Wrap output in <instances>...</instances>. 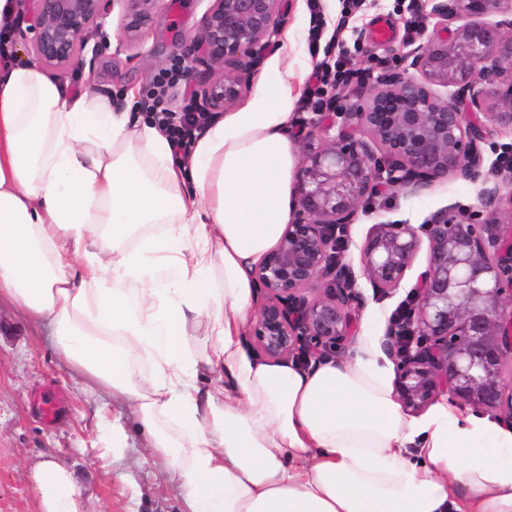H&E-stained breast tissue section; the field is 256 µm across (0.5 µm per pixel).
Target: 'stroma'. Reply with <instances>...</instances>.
Instances as JSON below:
<instances>
[{
	"label": "stroma",
	"mask_w": 512,
	"mask_h": 512,
	"mask_svg": "<svg viewBox=\"0 0 512 512\" xmlns=\"http://www.w3.org/2000/svg\"><path fill=\"white\" fill-rule=\"evenodd\" d=\"M325 35L331 36L332 57L343 58L348 81L333 89L334 98L355 96L358 87L374 82L386 68L400 64L431 34L435 21L424 0H361L358 9L344 15L346 0H319ZM209 0H158L152 24L136 39H128L122 28L120 5H113L104 30L110 47L94 65L74 63L60 71L70 89L92 99L112 104L134 101V115H141L147 93L159 89L163 72L180 69L183 79L175 86L159 89L166 107L181 112L196 100L202 86L214 74L198 65L186 73L184 52L200 31ZM287 19L280 34L271 37L253 71L247 77L237 107H245L258 80L273 65L294 69L302 84L322 54L312 53L309 43V0H287ZM380 24L393 32L391 43L380 44L371 31ZM286 53H279L280 44ZM480 183L461 178L437 183L431 190L405 196L395 187L382 192L360 208L350 230L347 258L358 263L359 248L372 224L397 222L420 225L443 209L479 210ZM358 286L365 297L360 330L382 337L407 288L388 296H375L366 282ZM95 396L80 390L58 356L55 344L40 329L27 325L8 302H0V512H40L31 489V470L44 458H52L71 470L82 491L85 512H181V503L165 490L153 451L148 448L138 421L125 401L112 404L125 424L127 440L122 454L101 456L106 432L95 415Z\"/></svg>",
	"instance_id": "1"
}]
</instances>
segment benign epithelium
Returning <instances> with one entry per match:
<instances>
[{
  "mask_svg": "<svg viewBox=\"0 0 512 512\" xmlns=\"http://www.w3.org/2000/svg\"><path fill=\"white\" fill-rule=\"evenodd\" d=\"M32 35L41 64L66 68L84 51V34H103L110 0H29ZM126 32L152 22L157 0H118ZM437 23L413 51L409 68L385 71L375 83L311 120L301 146L293 198L295 219L279 245L255 267L261 303L252 336L273 360L321 362L357 341L365 298L347 260L348 227L372 198L381 174L406 195L450 177L477 180L484 145L512 129V0H427ZM282 0H211L199 36L187 52L221 71L203 88L204 110L232 107L242 75L284 20ZM448 89L440 96L436 88ZM500 186L481 192L484 213L440 210L419 228L380 223L360 246L362 276L376 293L400 288L421 250L426 262L411 288L407 336L391 325L382 351L395 364V393L419 412L438 398L476 412L508 407L512 372V225L498 221Z\"/></svg>",
  "mask_w": 512,
  "mask_h": 512,
  "instance_id": "obj_1",
  "label": "benign epithelium"
}]
</instances>
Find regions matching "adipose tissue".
I'll use <instances>...</instances> for the list:
<instances>
[{
    "label": "adipose tissue",
    "mask_w": 512,
    "mask_h": 512,
    "mask_svg": "<svg viewBox=\"0 0 512 512\" xmlns=\"http://www.w3.org/2000/svg\"><path fill=\"white\" fill-rule=\"evenodd\" d=\"M299 90L274 67L180 155L153 120L5 47L0 300L99 396L114 453L127 402L182 512H512V430L445 402L409 415L373 337L313 367L246 349L253 270L291 217ZM31 485L41 512H84L55 461Z\"/></svg>",
    "instance_id": "1"
}]
</instances>
